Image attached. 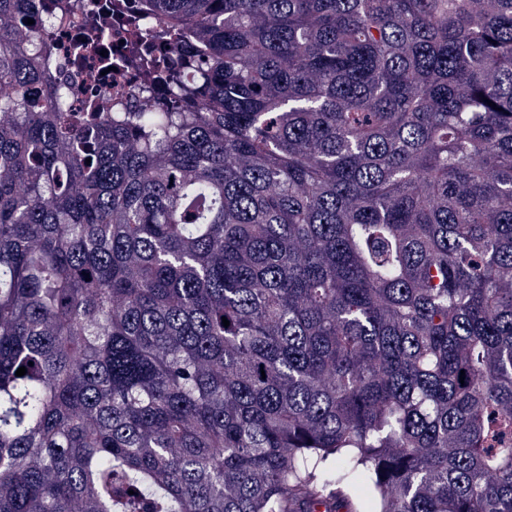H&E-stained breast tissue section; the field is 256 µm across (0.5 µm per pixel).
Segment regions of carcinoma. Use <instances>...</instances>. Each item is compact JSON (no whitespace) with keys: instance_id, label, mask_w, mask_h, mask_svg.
Listing matches in <instances>:
<instances>
[{"instance_id":"1","label":"carcinoma","mask_w":512,"mask_h":512,"mask_svg":"<svg viewBox=\"0 0 512 512\" xmlns=\"http://www.w3.org/2000/svg\"><path fill=\"white\" fill-rule=\"evenodd\" d=\"M29 2L0 512H512V0H146L164 100L89 113Z\"/></svg>"}]
</instances>
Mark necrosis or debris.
<instances>
[{
    "instance_id": "necrosis-or-debris-1",
    "label": "necrosis or debris",
    "mask_w": 512,
    "mask_h": 512,
    "mask_svg": "<svg viewBox=\"0 0 512 512\" xmlns=\"http://www.w3.org/2000/svg\"><path fill=\"white\" fill-rule=\"evenodd\" d=\"M33 10L51 18L45 50L54 80L69 91L68 111L126 112L146 103L141 86L164 52L144 35L143 0H33ZM107 62L112 72H104Z\"/></svg>"
}]
</instances>
